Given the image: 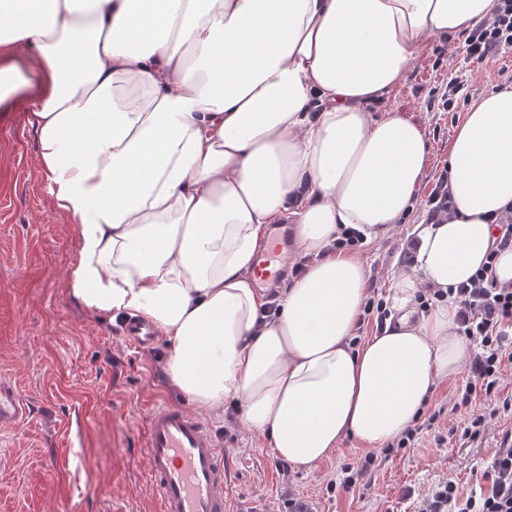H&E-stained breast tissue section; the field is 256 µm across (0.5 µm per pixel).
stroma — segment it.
Masks as SVG:
<instances>
[{"label": "stroma", "instance_id": "35a3bbf8", "mask_svg": "<svg viewBox=\"0 0 512 512\" xmlns=\"http://www.w3.org/2000/svg\"><path fill=\"white\" fill-rule=\"evenodd\" d=\"M459 39L435 42L409 68L402 85L378 103L415 121L425 134L428 165L419 195H427L448 159V143L470 102L492 87L512 84V48L481 64ZM456 54H449V47ZM460 91L453 109L440 96L449 81ZM25 94L0 105V377L15 381L32 404L29 420L0 434V512H156L145 474L144 430L153 402H191L165 376L167 337L139 353L119 333L123 316L91 314L72 296L67 271L78 240L73 224L51 204ZM419 212L357 250L368 281L388 292L400 271L402 237ZM224 449L229 512H288L295 497L310 512H413L417 500L442 480L462 492L475 488L473 466L495 451L512 417L495 418L481 442L449 434V421L398 450L373 473L368 490L327 492L343 465L364 456L344 438L311 471L289 467L268 437L224 413L204 415Z\"/></svg>", "mask_w": 512, "mask_h": 512}]
</instances>
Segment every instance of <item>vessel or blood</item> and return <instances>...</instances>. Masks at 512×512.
Segmentation results:
<instances>
[{
  "mask_svg": "<svg viewBox=\"0 0 512 512\" xmlns=\"http://www.w3.org/2000/svg\"><path fill=\"white\" fill-rule=\"evenodd\" d=\"M274 228L261 256L262 288L277 287L287 266ZM127 339L138 349H153L154 330L139 319L124 324ZM30 415L26 399L11 381L0 378V432L14 430ZM145 461L148 480L157 493V512H228L224 498L225 459L216 435L198 415L162 403L147 417Z\"/></svg>",
  "mask_w": 512,
  "mask_h": 512,
  "instance_id": "b4317fda",
  "label": "vessel or blood"
}]
</instances>
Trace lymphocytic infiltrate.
I'll use <instances>...</instances> for the list:
<instances>
[{
    "label": "lymphocytic infiltrate",
    "instance_id": "lymphocytic-infiltrate-1",
    "mask_svg": "<svg viewBox=\"0 0 512 512\" xmlns=\"http://www.w3.org/2000/svg\"><path fill=\"white\" fill-rule=\"evenodd\" d=\"M511 46L512 0H500L497 12L462 41L464 53L477 63ZM416 302L423 310L439 303L454 308L458 335L473 344L467 376L448 400V416L461 439L479 441L494 417L512 414V398H494L504 370L512 367V285L499 284L488 261L467 283L423 289ZM478 473L479 490L465 495L455 481L439 482L419 499L417 512H512V427L500 433Z\"/></svg>",
    "mask_w": 512,
    "mask_h": 512
}]
</instances>
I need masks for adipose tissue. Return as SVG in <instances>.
<instances>
[{
    "label": "adipose tissue",
    "instance_id": "1",
    "mask_svg": "<svg viewBox=\"0 0 512 512\" xmlns=\"http://www.w3.org/2000/svg\"><path fill=\"white\" fill-rule=\"evenodd\" d=\"M497 6L0 0V104L30 94L50 200L76 226L72 295L153 324L171 384L202 410L233 404L291 464L313 469L348 436L398 438L470 355L453 311L418 314L415 297L466 282L512 204V84L457 124L454 210L420 228L382 332L357 339L364 264L325 248L346 227L376 239L412 208L424 133L369 106ZM272 224L294 225L310 263L267 320L253 272Z\"/></svg>",
    "mask_w": 512,
    "mask_h": 512
}]
</instances>
